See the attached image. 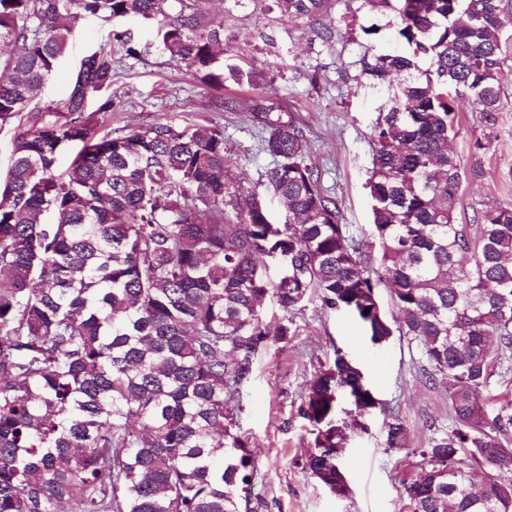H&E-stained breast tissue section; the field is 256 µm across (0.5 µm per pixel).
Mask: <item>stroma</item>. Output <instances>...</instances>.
I'll use <instances>...</instances> for the list:
<instances>
[{
  "label": "stroma",
  "mask_w": 512,
  "mask_h": 512,
  "mask_svg": "<svg viewBox=\"0 0 512 512\" xmlns=\"http://www.w3.org/2000/svg\"><path fill=\"white\" fill-rule=\"evenodd\" d=\"M268 5L269 0H206L209 16L224 23L225 56L251 73L252 85L240 87L228 80L219 92L203 87L160 49L156 22L132 23L141 53L129 57L112 46L111 23L90 18L79 24L43 97L64 96L90 48H111L114 107L105 124L113 135L157 122L216 123L224 130L233 175L246 189L260 191L271 161L259 150L252 112L256 100L273 99L303 125L305 161L316 166L323 185L341 200L342 222L350 235L368 241L372 128L390 90L364 72L362 58L370 48H395L394 29L381 17L379 35H364L359 25L370 18L364 0H334L326 19L338 34L326 43L305 22ZM502 34L501 99L495 120L487 121L471 98L455 101L457 135L451 147L466 172L456 211L461 224L476 223L486 207L512 206V14L505 17ZM218 94L233 98L235 111H211ZM263 322L269 337L253 359L237 412L238 432L255 468L253 493L240 512H410L406 487L424 466L421 452L436 428L450 423L447 385L422 382L418 346L396 335L387 347L375 350L355 319L328 309L315 295L290 314L266 302ZM282 324L288 327L283 339L275 334ZM339 353L358 364L383 403L366 417V429L346 431L341 455L349 491L341 497L321 485L306 466L314 436L301 413L312 379ZM394 414L407 428L400 448L385 444L384 424Z\"/></svg>",
  "instance_id": "1"
}]
</instances>
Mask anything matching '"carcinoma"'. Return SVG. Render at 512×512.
Masks as SVG:
<instances>
[{
  "mask_svg": "<svg viewBox=\"0 0 512 512\" xmlns=\"http://www.w3.org/2000/svg\"><path fill=\"white\" fill-rule=\"evenodd\" d=\"M270 2L334 39L329 0ZM366 2L394 15L405 48L365 68L391 86L366 182L375 268L277 103L255 117L278 224L233 177L221 127L156 123L114 137L91 123L90 106L112 112V52L84 55L64 98L41 104L88 17L154 19L164 51L202 84L252 82L221 57L224 24L205 0H0V512H239L255 475L235 411L267 338L268 293L286 313L317 293L374 344L406 336L422 377L448 381L452 425L422 451L430 468L406 487L411 512H512V412L489 421L479 398L512 359V207L458 223L465 171L449 147L451 93L499 110L512 0ZM275 257L286 270L269 288L262 270ZM379 404L341 353L313 378L307 466L330 491L347 492L345 429ZM406 438L392 416L386 445Z\"/></svg>",
  "mask_w": 512,
  "mask_h": 512,
  "instance_id": "1",
  "label": "carcinoma"
}]
</instances>
